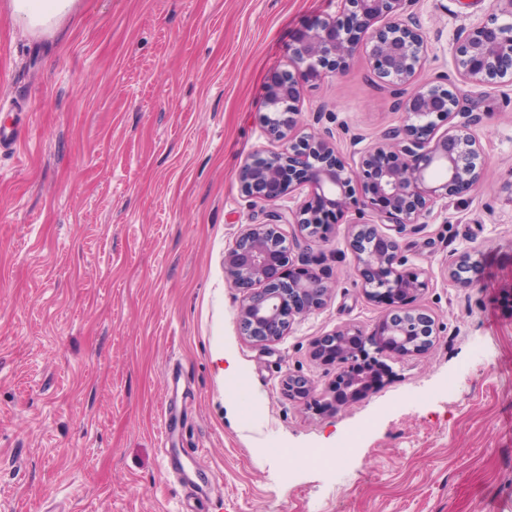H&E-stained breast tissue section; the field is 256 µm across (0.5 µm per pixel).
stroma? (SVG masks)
Returning a JSON list of instances; mask_svg holds the SVG:
<instances>
[{"label": "stroma", "mask_w": 512, "mask_h": 512, "mask_svg": "<svg viewBox=\"0 0 512 512\" xmlns=\"http://www.w3.org/2000/svg\"><path fill=\"white\" fill-rule=\"evenodd\" d=\"M492 0H414L423 83L453 68ZM341 0H77L47 35L0 0V512H512V85L464 88L487 174L437 204L407 255L439 336L331 417L282 391L334 367L312 342L384 308L355 279L347 227L321 244L332 292L279 342L243 339L224 251L295 191L249 204L240 171L273 149L265 88L288 46ZM366 54L302 93L301 132L349 150L402 124ZM482 250L474 287L448 255ZM239 371L225 381L221 354ZM174 397L177 430L160 435ZM366 433L338 458L299 463Z\"/></svg>", "instance_id": "1"}]
</instances>
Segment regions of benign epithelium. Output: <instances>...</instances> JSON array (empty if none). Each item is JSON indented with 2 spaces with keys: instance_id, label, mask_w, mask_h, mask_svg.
Returning <instances> with one entry per match:
<instances>
[{
  "instance_id": "obj_1",
  "label": "benign epithelium",
  "mask_w": 512,
  "mask_h": 512,
  "mask_svg": "<svg viewBox=\"0 0 512 512\" xmlns=\"http://www.w3.org/2000/svg\"><path fill=\"white\" fill-rule=\"evenodd\" d=\"M412 5L413 0H342L336 15L318 17L300 31L288 47L289 68L265 92L266 131L280 149L252 155L240 173L242 194L253 203L307 190L296 207L269 211L266 221L248 225L224 251L227 275L243 291L238 319L246 340L260 346L278 342L296 319L323 306L328 275L311 249L336 234L338 217L350 213L348 247L361 291L386 305L370 333L345 324L313 342L312 357L337 368L324 391L293 372L283 380L288 399L326 416L355 401L378 371L390 374L384 358L433 346L435 319L416 305L428 283L423 269L404 254L402 241L420 232V219L432 206L476 190L485 177L481 147L470 133L481 117L463 107L461 87L512 84V23H498L500 15L512 17V0H493L491 23L463 28L453 70L425 85L417 78L427 36ZM363 47L373 75L404 95L405 118L351 163L330 134L297 133L300 88L345 72ZM367 212L375 219L362 220ZM301 237L306 245L295 258ZM479 263L473 251L448 255V279L459 288L473 287L468 273Z\"/></svg>"
}]
</instances>
